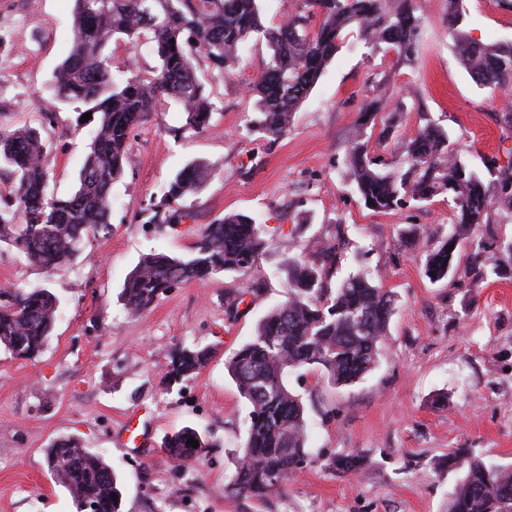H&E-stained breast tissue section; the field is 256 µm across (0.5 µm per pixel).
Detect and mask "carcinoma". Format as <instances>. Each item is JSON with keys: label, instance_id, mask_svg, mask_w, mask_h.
I'll use <instances>...</instances> for the list:
<instances>
[{"label": "carcinoma", "instance_id": "1", "mask_svg": "<svg viewBox=\"0 0 512 512\" xmlns=\"http://www.w3.org/2000/svg\"><path fill=\"white\" fill-rule=\"evenodd\" d=\"M73 42L51 85L53 102L67 103L75 124L90 128L89 142L74 190L49 191L50 166L39 131L0 127V169L14 177L13 198L0 203V243L51 271L72 263L90 234L110 228L112 185L122 179L132 132L157 105L173 100L185 127L211 126L214 103L198 81L195 61L207 59L224 75L239 64L240 48L251 39L266 42L270 55L250 85L259 114L251 131L269 140L288 134L300 107L343 40L358 30L377 50L410 60L422 28L416 0H298L294 15L277 27L265 25L261 0H73ZM457 52L470 77L485 87L512 86V44H485L453 29ZM146 41L159 60L147 73L113 70L112 40ZM91 118L81 121L86 113ZM359 133L348 152L349 173L364 205L387 213L407 201L420 205L448 196L455 232L427 251L424 273L440 281L454 274L449 246L467 241L476 282L487 278L491 243L481 225L496 209L512 211V154L486 159L483 179L448 150V135L429 118L394 150L397 168L384 170L369 156ZM209 165L192 161L178 171L148 217L150 224H181L193 214L181 201L198 195ZM341 241L335 235L311 254L288 256L280 265L287 298L273 306L251 338L226 360L228 373L249 405V425L235 469L224 491L267 499L285 480L312 463L308 425L300 394L288 386V372L318 368L329 383L347 386L372 370L394 312L395 295L367 276L332 284ZM268 247L254 216L229 213L205 225L187 255L149 254L135 266L121 298L132 314L150 310L170 288L256 266ZM59 300L47 288L0 289V345L17 358H37L50 340ZM210 359L206 347L179 346L168 358L167 388L200 373ZM193 438L194 448L187 444ZM207 443L191 427L165 436L161 447L188 458ZM50 474L76 505L90 502L97 512H121L117 475L105 457L60 438L45 450ZM341 472H356L365 458L342 455L331 461ZM448 469L463 472L448 512H512V467L487 463L466 448L448 452Z\"/></svg>", "mask_w": 512, "mask_h": 512}]
</instances>
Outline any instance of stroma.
Instances as JSON below:
<instances>
[{
	"label": "stroma",
	"mask_w": 512,
	"mask_h": 512,
	"mask_svg": "<svg viewBox=\"0 0 512 512\" xmlns=\"http://www.w3.org/2000/svg\"><path fill=\"white\" fill-rule=\"evenodd\" d=\"M423 35L413 61L370 51L347 33L336 56L295 112L290 131L271 142L250 133L249 93L267 57L248 41L242 67L219 76L205 59L196 74L216 110L205 132L185 129L175 103L159 106L130 138L123 178L112 188V230L89 236L73 264L47 272L13 247L0 246V288L46 287L61 315L44 352L13 358L0 347V512H76L70 493L50 475L44 450L74 437L101 451L120 476L122 512H447L460 472L444 461L453 448L512 464V213L494 211L492 258L498 274L474 288L458 247V270L431 282L428 250L454 230L444 197L388 213L367 209L349 178L348 148L363 134L378 163L392 161L396 139L426 119L448 133V146L476 171L512 146L501 115L507 91L477 86L460 64L448 29V0H418ZM459 28L487 44L512 43V9L502 0H462ZM73 39V0H0V126L39 128L51 160L50 188L66 195L89 140L70 107L49 105L53 74ZM382 101L374 123L368 103ZM391 139H383L382 128ZM207 161L204 190L186 201L192 220L147 224L136 210L161 198L189 161ZM258 217L269 247L255 269L187 282L140 315L120 293L142 256L183 255L204 225L228 213ZM342 222L335 281L364 272L396 298L375 368L349 386L317 369L288 375L309 424L311 465L274 497L225 493L245 439L249 407L225 362L284 300L278 269L310 250ZM430 236L407 247L404 232ZM259 288L258 299L226 315L227 294ZM207 347L212 357L194 379L163 382L168 350ZM189 426L218 445L189 460L171 456L165 435ZM358 454L368 469L340 472L328 461Z\"/></svg>",
	"instance_id": "obj_1"
}]
</instances>
